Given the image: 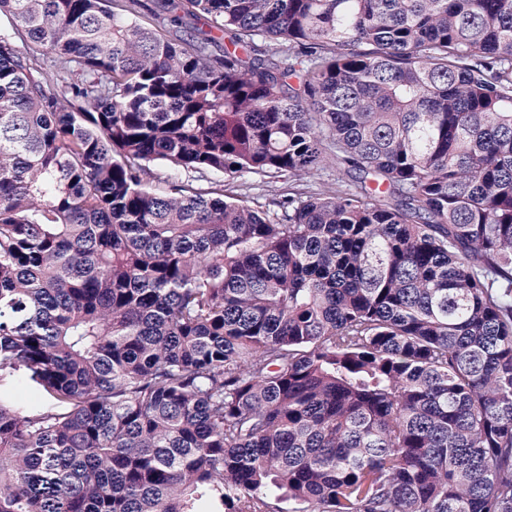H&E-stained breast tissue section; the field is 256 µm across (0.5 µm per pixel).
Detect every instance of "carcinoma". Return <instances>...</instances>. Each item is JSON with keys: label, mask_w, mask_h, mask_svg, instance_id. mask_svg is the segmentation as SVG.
Here are the masks:
<instances>
[{"label": "carcinoma", "mask_w": 512, "mask_h": 512, "mask_svg": "<svg viewBox=\"0 0 512 512\" xmlns=\"http://www.w3.org/2000/svg\"><path fill=\"white\" fill-rule=\"evenodd\" d=\"M1 13L0 512H512V0ZM299 183L304 184L303 187L309 193H330L336 191V189H344L347 185V182L341 181V176L336 172V168L331 165L309 175H304Z\"/></svg>", "instance_id": "cac0c4a2"}]
</instances>
